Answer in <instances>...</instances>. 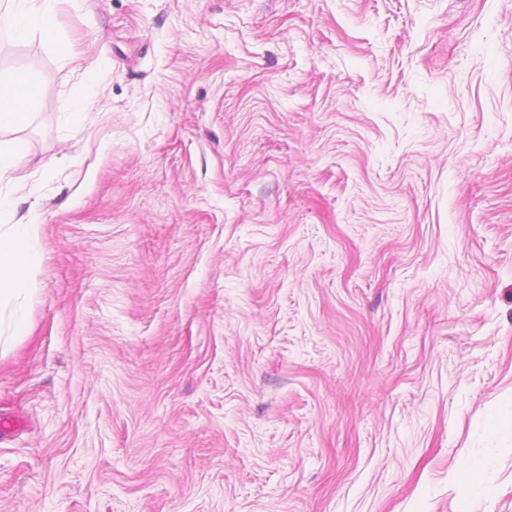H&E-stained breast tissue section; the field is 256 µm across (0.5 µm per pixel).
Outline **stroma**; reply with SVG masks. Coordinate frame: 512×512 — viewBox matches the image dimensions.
<instances>
[{
	"mask_svg": "<svg viewBox=\"0 0 512 512\" xmlns=\"http://www.w3.org/2000/svg\"><path fill=\"white\" fill-rule=\"evenodd\" d=\"M56 13L0 512H512V0Z\"/></svg>",
	"mask_w": 512,
	"mask_h": 512,
	"instance_id": "1",
	"label": "stroma"
}]
</instances>
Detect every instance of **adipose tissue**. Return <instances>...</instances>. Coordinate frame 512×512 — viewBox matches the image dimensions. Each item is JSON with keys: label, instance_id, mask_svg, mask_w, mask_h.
<instances>
[{"label": "adipose tissue", "instance_id": "obj_1", "mask_svg": "<svg viewBox=\"0 0 512 512\" xmlns=\"http://www.w3.org/2000/svg\"><path fill=\"white\" fill-rule=\"evenodd\" d=\"M56 4L57 0H0V29L16 40L37 34L50 43H59ZM36 89L32 73L0 69V130L29 121ZM39 257L36 224L0 225V304L9 303L19 291L34 287Z\"/></svg>", "mask_w": 512, "mask_h": 512}]
</instances>
